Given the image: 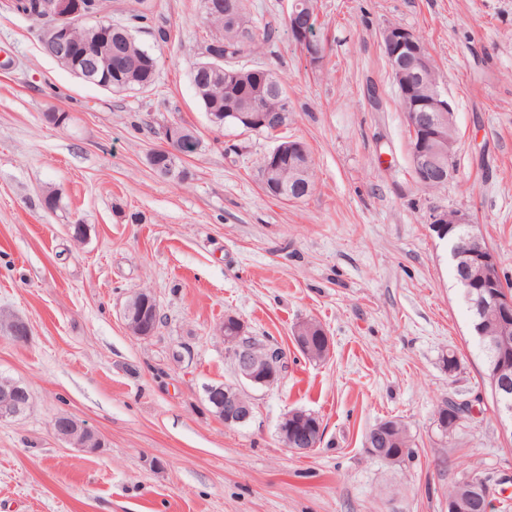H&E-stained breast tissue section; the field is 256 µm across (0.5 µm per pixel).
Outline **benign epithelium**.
<instances>
[{
	"label": "benign epithelium",
	"mask_w": 512,
	"mask_h": 512,
	"mask_svg": "<svg viewBox=\"0 0 512 512\" xmlns=\"http://www.w3.org/2000/svg\"><path fill=\"white\" fill-rule=\"evenodd\" d=\"M63 28L50 29L47 35L48 52L59 62L67 61L65 36L69 34L71 23L85 17L84 0H56L53 4ZM288 26L295 43L303 50L311 64L320 63L325 48L320 40L311 35V18L297 0L291 3L288 13ZM424 45L412 31L396 25L383 28L382 47L388 64L394 66L404 80L423 88V98L411 104L406 113V121L411 134V168L417 184H429L449 180L454 173L456 144L449 132L455 129V112L447 93L441 87L439 77L431 70L426 57L420 53ZM465 224L470 231L460 236L452 250L451 257L466 256L481 269V279L473 280L468 269L460 267L461 282L466 288L478 289L475 313L495 312L504 320H512V300L501 297L494 289L499 275L498 260L484 244L483 237L476 231L470 216L457 210L448 214L437 209L429 215V227L440 238L449 234L448 225ZM145 312L135 313L128 306L124 319L128 328L141 339L154 335L144 324ZM224 343L234 352L236 362V384H210L205 388L207 400L229 426L245 425L253 419L254 405L246 396L244 384L271 387L280 380L283 356L270 346L247 345L243 343L245 329L233 316L224 319L220 328ZM497 379L494 394L500 402L498 417L503 432L512 435V369L503 358L496 360ZM31 406V394L27 387L14 380L0 383V421L15 419L23 415ZM303 412L293 410L286 413L278 426L279 438L286 448L295 454L310 451L313 445H305L298 433L304 423ZM54 435L88 453H95L104 447L100 435L67 415H57L51 421Z\"/></svg>",
	"instance_id": "7a95c632"
}]
</instances>
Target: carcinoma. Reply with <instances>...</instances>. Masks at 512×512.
Here are the masks:
<instances>
[{
  "mask_svg": "<svg viewBox=\"0 0 512 512\" xmlns=\"http://www.w3.org/2000/svg\"><path fill=\"white\" fill-rule=\"evenodd\" d=\"M215 0H201V8L205 23L211 28L210 35L202 42L206 46L218 36L224 42V60L218 62L211 57L202 56L195 63L194 70L208 64H218L221 73L210 72V85L200 84L198 77H193V83L200 101L207 112H237L242 108H250L255 112H281L290 116L288 98L280 80L273 72L264 69L248 68L238 64V59L255 43L257 26L253 22L245 0H222L224 3V18L211 15L208 4ZM89 35L98 40L112 43V58L128 60L129 67L122 76L116 75L103 79L108 84V90L115 93L138 91L149 88L155 81L160 67V60L154 52L139 43L130 25L112 24L99 21L93 25L87 20L79 22L72 32L73 42L71 51L73 61L81 63L91 52L92 44L85 41ZM185 142L180 146L162 149L154 155L150 166L161 175L182 178L184 171L177 169V161L181 157H190L200 149V140L195 132L183 127ZM281 186L288 187V181L299 177L303 183L302 196L311 193L314 186V163L310 150L305 155H283L277 165ZM321 324L316 320L306 321L304 350L302 353L312 361H323L317 347L316 332ZM470 328L476 338L482 353L483 378L488 387H493V370L497 343L507 344L503 356L512 360V321H503L493 314L470 320ZM437 427L443 435L452 433L461 422L467 418L462 405L452 398L444 400L436 410ZM366 447L372 449L377 456L397 455L395 465L406 466L413 462L416 455L414 440L407 425L400 419L392 417L374 424L366 436ZM485 478L476 475H466L459 478L453 485L449 496L460 500L464 506L462 512H487V504L483 500L480 484Z\"/></svg>",
  "mask_w": 512,
  "mask_h": 512,
  "instance_id": "obj_1",
  "label": "carcinoma"
}]
</instances>
